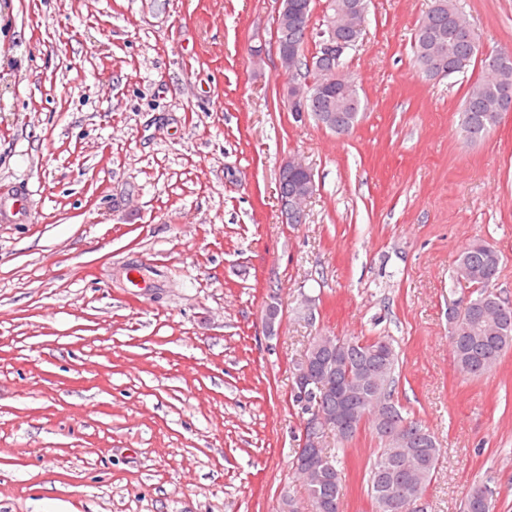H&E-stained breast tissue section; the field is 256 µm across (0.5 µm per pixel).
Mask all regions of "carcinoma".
Instances as JSON below:
<instances>
[{"mask_svg": "<svg viewBox=\"0 0 512 512\" xmlns=\"http://www.w3.org/2000/svg\"><path fill=\"white\" fill-rule=\"evenodd\" d=\"M463 19L456 0H432V5L414 32V57L423 65L434 43L445 50L446 77L464 75L475 65L481 66L479 78L470 85L463 103L462 127L468 138L478 140L496 127L501 117L489 106L502 85H512V56L507 64L487 67L480 56L475 36L463 34L455 19ZM276 37L295 46L296 69L307 67L312 58V81L308 90L321 94L311 113L321 121L320 113L333 105L336 122L354 129L361 118L362 105L346 103L344 93L336 91V83L328 82L326 73L343 67L344 60L320 55L319 45L306 56L307 39L299 29L283 27ZM502 257L483 239L471 241L457 256L452 281L469 289L470 309L461 314L456 307L448 311V334L453 363L466 379L480 378L499 367L506 351L512 348V303L493 290ZM339 348L327 349L312 340L308 349L318 352L317 364L324 390L315 395L293 394V402L302 414L319 406L334 414L347 405L364 406L372 401L377 408L368 409L366 420H356L355 430L366 423L382 444L368 471V495L375 512H398L393 503L402 496L423 497L430 485L441 455V448L430 429L410 416L394 399L395 374L399 351L390 336L360 338L338 336ZM355 435H337L336 450L320 448L310 453L297 449L298 464L309 472L302 482L305 492L316 505L317 512H336V501L343 496V479L339 451ZM496 492L486 483L473 484L466 493L462 512H495Z\"/></svg>", "mask_w": 512, "mask_h": 512, "instance_id": "carcinoma-1", "label": "carcinoma"}]
</instances>
